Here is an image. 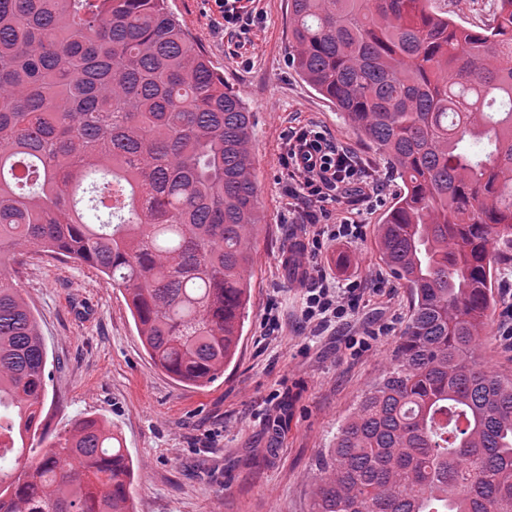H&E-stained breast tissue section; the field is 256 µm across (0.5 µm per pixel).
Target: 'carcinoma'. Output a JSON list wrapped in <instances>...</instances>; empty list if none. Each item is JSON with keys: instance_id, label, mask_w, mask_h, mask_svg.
Wrapping results in <instances>:
<instances>
[{"instance_id": "cac0c4a2", "label": "carcinoma", "mask_w": 512, "mask_h": 512, "mask_svg": "<svg viewBox=\"0 0 512 512\" xmlns=\"http://www.w3.org/2000/svg\"><path fill=\"white\" fill-rule=\"evenodd\" d=\"M424 2L288 0L297 72L403 184L376 244L411 297L310 512H512V378L474 355L512 260V0L480 31ZM250 129L166 0H0V512H133L105 421L39 432L46 348L10 268L30 250L95 268L157 367L215 381L262 220ZM30 440L37 460L4 470Z\"/></svg>"}]
</instances>
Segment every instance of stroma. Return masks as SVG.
Instances as JSON below:
<instances>
[{
	"mask_svg": "<svg viewBox=\"0 0 512 512\" xmlns=\"http://www.w3.org/2000/svg\"><path fill=\"white\" fill-rule=\"evenodd\" d=\"M166 5L251 114L264 222L237 356L210 384H179L149 357L122 290L71 259L31 253L15 276L47 350L42 414L55 433L77 415L110 423L135 463L134 512H309L321 453L392 366L408 316V291L376 246V228L401 183L289 62L288 0H257L263 23L242 49L212 26V0ZM307 123L350 148L381 186L352 194L353 236L313 238L302 205L286 192L287 136ZM322 275L342 288L356 284L359 296L348 322L315 336L302 318V297ZM494 291L497 312L479 353L512 376L500 315L512 304V261L499 263ZM271 311L280 328L269 337Z\"/></svg>",
	"mask_w": 512,
	"mask_h": 512,
	"instance_id": "obj_1",
	"label": "stroma"
}]
</instances>
